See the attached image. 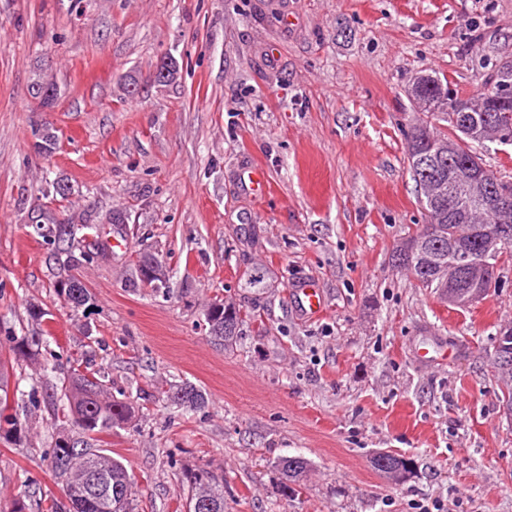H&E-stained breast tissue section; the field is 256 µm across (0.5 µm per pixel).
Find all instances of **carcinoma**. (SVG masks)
Masks as SVG:
<instances>
[{
  "label": "carcinoma",
  "instance_id": "cac0c4a2",
  "mask_svg": "<svg viewBox=\"0 0 512 512\" xmlns=\"http://www.w3.org/2000/svg\"><path fill=\"white\" fill-rule=\"evenodd\" d=\"M512 83V75L498 69L492 80L479 93L469 98L473 108L491 96L502 93L505 83ZM448 91V80L427 75L418 78L413 84L410 95L420 104L427 98ZM429 119L415 126L407 136L406 154L409 171L421 190L420 202L427 213L428 224L432 231L422 228L404 238L392 252L395 266L407 270L420 288L436 294L444 293L446 283L443 275L465 254L480 255L487 238V230L494 226L490 215L475 213L471 222L466 215L456 218L448 216V197L435 200L431 198L438 188L437 178H448V143L455 140L459 131L450 123L448 113L438 114L424 109ZM448 123L442 129L433 123L436 117ZM505 184L492 170L485 169L484 185L471 189L466 204L474 205L473 197L481 195L489 188ZM49 227L42 230L45 242L54 246L58 252H67L74 247L72 218L61 223L55 214L41 212ZM166 285V277L158 259L142 252L137 264L136 286L157 291ZM55 292L75 308L92 301V295L85 284L64 270L54 282ZM210 334L230 343L240 331L241 312L236 308L218 301L210 305L207 313ZM494 357L498 371L512 378V325L500 329L494 337ZM63 398L67 401L66 418L78 430L79 438L67 447L54 442L51 448V463L58 477L66 478V485L79 483L92 467L99 470L98 490L69 505L71 512H134L132 484L124 463L112 457L101 448L92 447V442L112 431V428L124 424L132 417L133 407L124 400L115 398L103 380V376L94 370L77 373L61 387ZM173 401L183 407L197 411L205 408V393L191 383L176 387ZM24 430L19 414L12 406L8 388L0 385V439L13 441L21 438ZM397 463L401 473L399 480L404 481L411 474L410 462L403 457L388 452H379L373 458V467L382 471L381 462ZM275 468L284 479L285 489L297 491L304 484L310 469V462L301 455H285L277 458ZM191 489L185 508L186 512H196L195 501L205 495L209 497L212 508L209 512H224V475L204 466H199L185 475ZM59 506L52 501L42 500L30 504L17 502L12 512H58Z\"/></svg>",
  "mask_w": 512,
  "mask_h": 512
}]
</instances>
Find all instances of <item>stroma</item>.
I'll return each instance as SVG.
<instances>
[{"label":"stroma","mask_w":512,"mask_h":512,"mask_svg":"<svg viewBox=\"0 0 512 512\" xmlns=\"http://www.w3.org/2000/svg\"><path fill=\"white\" fill-rule=\"evenodd\" d=\"M169 59L176 80L153 82ZM510 59L512 0H0V356L29 427L0 443V512L66 503L46 450L67 424L50 397L80 366L134 408L103 441L140 512H185L182 475L201 465L223 473L225 512H512V419L493 368L512 262L461 310L391 261L426 222L409 88L439 74L469 97ZM38 81L56 86L53 111ZM45 125L48 155L33 135ZM52 181L119 242L77 270L89 310L54 294L63 258L33 230ZM115 211L127 222L110 223ZM141 250L167 288L134 287ZM300 278L325 294L317 318L288 294ZM216 300L251 315L232 343L209 333ZM14 336L36 353L13 357ZM186 381L205 409L170 398ZM380 450L412 461L406 481L373 470ZM297 454L311 469L288 495L274 462Z\"/></svg>","instance_id":"35a3bbf8"}]
</instances>
